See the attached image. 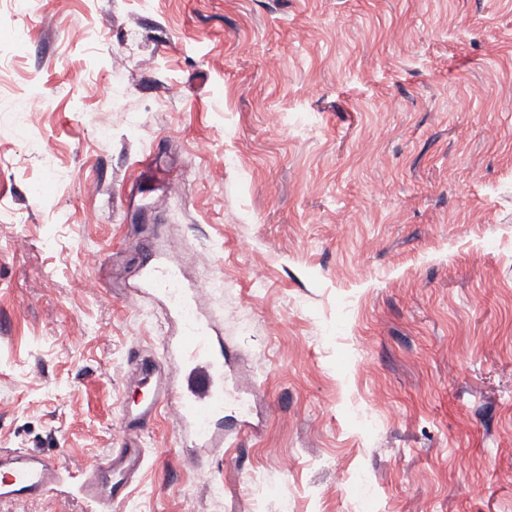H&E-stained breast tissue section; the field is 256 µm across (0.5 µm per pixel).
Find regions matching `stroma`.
<instances>
[{
    "instance_id": "stroma-1",
    "label": "stroma",
    "mask_w": 512,
    "mask_h": 512,
    "mask_svg": "<svg viewBox=\"0 0 512 512\" xmlns=\"http://www.w3.org/2000/svg\"><path fill=\"white\" fill-rule=\"evenodd\" d=\"M151 250L247 409L110 512H512V0H0V512L179 381ZM64 468L27 448H0V501L33 499L63 482Z\"/></svg>"
}]
</instances>
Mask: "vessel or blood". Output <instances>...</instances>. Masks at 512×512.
I'll use <instances>...</instances> for the list:
<instances>
[{"instance_id":"b4317fda","label":"vessel or blood","mask_w":512,"mask_h":512,"mask_svg":"<svg viewBox=\"0 0 512 512\" xmlns=\"http://www.w3.org/2000/svg\"><path fill=\"white\" fill-rule=\"evenodd\" d=\"M143 285L161 293L178 317L181 334L165 346L180 359L184 387L173 391L158 363L135 360L130 376L147 397L121 418L127 440L103 461L88 465L78 485L80 493L101 508L121 498L138 476L144 456L134 441L156 422L161 408L173 411L180 430L193 438L196 447L215 448L223 436L224 409L235 401L224 389V341L213 334L193 292L184 287L176 271L152 258L145 262ZM63 477L64 468L57 459L26 448H0V501L41 496L60 486Z\"/></svg>"}]
</instances>
